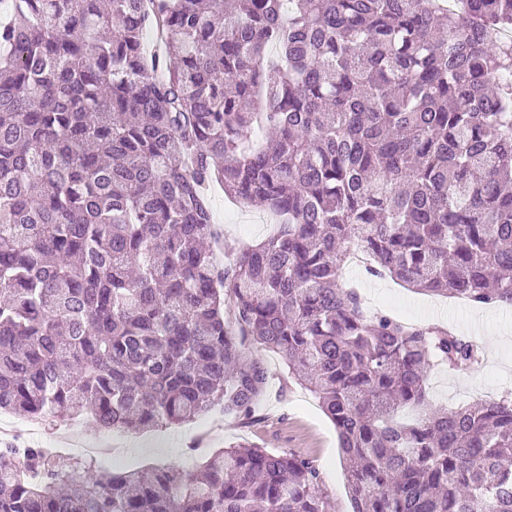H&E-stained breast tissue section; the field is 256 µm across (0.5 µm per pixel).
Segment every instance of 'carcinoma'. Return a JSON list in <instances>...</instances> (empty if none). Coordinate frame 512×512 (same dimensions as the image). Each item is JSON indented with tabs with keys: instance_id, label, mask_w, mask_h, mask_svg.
Returning a JSON list of instances; mask_svg holds the SVG:
<instances>
[{
	"instance_id": "obj_1",
	"label": "carcinoma",
	"mask_w": 512,
	"mask_h": 512,
	"mask_svg": "<svg viewBox=\"0 0 512 512\" xmlns=\"http://www.w3.org/2000/svg\"><path fill=\"white\" fill-rule=\"evenodd\" d=\"M213 182L279 217L231 265ZM352 245L512 303V0H0V410L248 419L249 339L335 426L352 512H512V394L426 404L479 348L369 314ZM10 453L0 512H330L311 458L257 445L147 472Z\"/></svg>"
}]
</instances>
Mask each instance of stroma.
<instances>
[{"mask_svg": "<svg viewBox=\"0 0 512 512\" xmlns=\"http://www.w3.org/2000/svg\"><path fill=\"white\" fill-rule=\"evenodd\" d=\"M209 199L218 233L214 246L217 262L235 260L243 249L265 240L275 229L268 211L232 203L219 185H211ZM340 280L362 295L370 312L394 315L421 326L438 324L456 330L475 314L469 307H450L447 299L404 288L390 278L370 276L362 268L342 267ZM476 313L483 319L482 329L469 331L468 339L481 343L486 334L500 333L508 340L486 351L478 367L431 368V403L456 406L453 390L481 381L500 393L512 390V308L487 305ZM245 351L268 371L267 384L251 420L235 419L216 408L179 425L116 430L112 433V453L102 457V464L117 472L135 467L181 466L188 461L201 462L219 449L245 441L271 451H291L312 458L321 472L331 512H351L336 430L317 399L289 379L278 355L257 344L246 345Z\"/></svg>", "mask_w": 512, "mask_h": 512, "instance_id": "1", "label": "stroma"}]
</instances>
